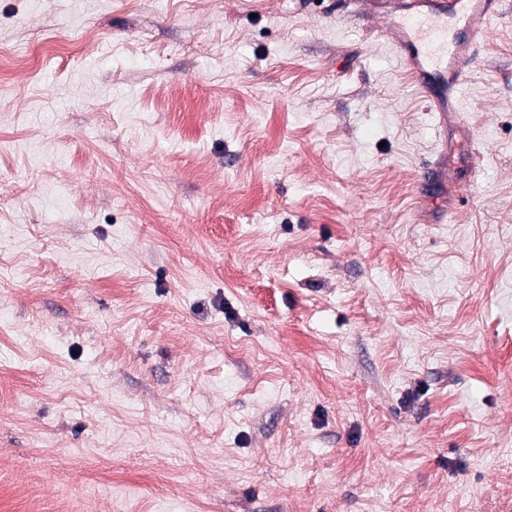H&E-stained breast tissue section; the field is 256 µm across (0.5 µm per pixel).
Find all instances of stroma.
Instances as JSON below:
<instances>
[{"label": "stroma", "instance_id": "35a3bbf8", "mask_svg": "<svg viewBox=\"0 0 512 512\" xmlns=\"http://www.w3.org/2000/svg\"><path fill=\"white\" fill-rule=\"evenodd\" d=\"M503 9L0 0V512H512ZM503 0H411L405 13L389 15L387 36L414 74L430 112H460L455 93L471 66L477 39ZM460 26L454 37L448 25Z\"/></svg>", "mask_w": 512, "mask_h": 512}]
</instances>
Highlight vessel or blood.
Segmentation results:
<instances>
[{"label": "vessel or blood", "mask_w": 512, "mask_h": 512, "mask_svg": "<svg viewBox=\"0 0 512 512\" xmlns=\"http://www.w3.org/2000/svg\"><path fill=\"white\" fill-rule=\"evenodd\" d=\"M503 0H410L404 13L388 18L387 36L412 71L427 106L451 112L456 127H464L453 102L475 52L477 39L490 20L501 17ZM457 22L456 35L448 25Z\"/></svg>", "instance_id": "obj_1"}]
</instances>
